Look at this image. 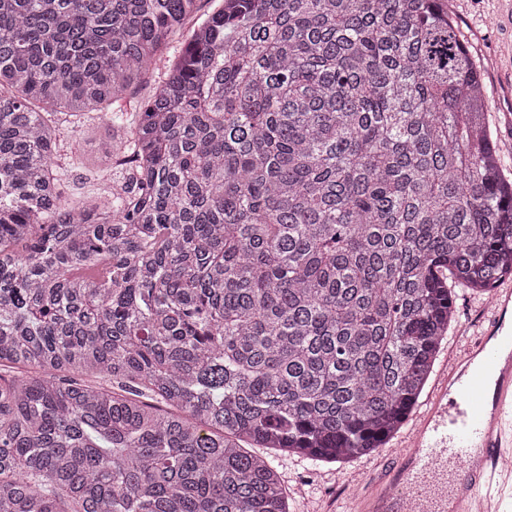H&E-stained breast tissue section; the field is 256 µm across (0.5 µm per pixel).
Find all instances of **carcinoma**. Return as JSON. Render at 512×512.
<instances>
[{
	"label": "carcinoma",
	"instance_id": "1",
	"mask_svg": "<svg viewBox=\"0 0 512 512\" xmlns=\"http://www.w3.org/2000/svg\"><path fill=\"white\" fill-rule=\"evenodd\" d=\"M0 0V512H289L271 455L370 457L458 291L512 278V167L441 0ZM188 29L123 182L55 118ZM73 124L64 123L60 127L61 164L68 170V181L76 195L87 196L101 192L106 185L119 179L118 168L112 160H100L101 142L106 140L105 128L101 120L85 123L73 132ZM92 157L95 164H81L84 158ZM92 170L96 174L88 172Z\"/></svg>",
	"mask_w": 512,
	"mask_h": 512
}]
</instances>
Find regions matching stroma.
<instances>
[{"mask_svg": "<svg viewBox=\"0 0 512 512\" xmlns=\"http://www.w3.org/2000/svg\"><path fill=\"white\" fill-rule=\"evenodd\" d=\"M448 8L458 19L465 42L484 72L487 110L494 120L505 161L512 166V93H506L503 87L504 80L512 78V0H448ZM181 40L178 34L168 38L145 82L121 102L108 105L106 116L129 119L139 112L172 63L174 48ZM105 138V128L98 120L77 129L68 123L62 125L61 163L75 194L92 195L118 180L115 164L100 157ZM394 452L390 444L371 457L347 464H312L277 457L290 512H344L356 491L376 485Z\"/></svg>", "mask_w": 512, "mask_h": 512, "instance_id": "stroma-1", "label": "stroma"}]
</instances>
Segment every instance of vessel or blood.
Returning <instances> with one entry per match:
<instances>
[{
	"label": "vessel or blood",
	"instance_id": "obj_1",
	"mask_svg": "<svg viewBox=\"0 0 512 512\" xmlns=\"http://www.w3.org/2000/svg\"><path fill=\"white\" fill-rule=\"evenodd\" d=\"M487 311L486 329L449 358L399 466L358 512H500L512 479V289Z\"/></svg>",
	"mask_w": 512,
	"mask_h": 512
}]
</instances>
